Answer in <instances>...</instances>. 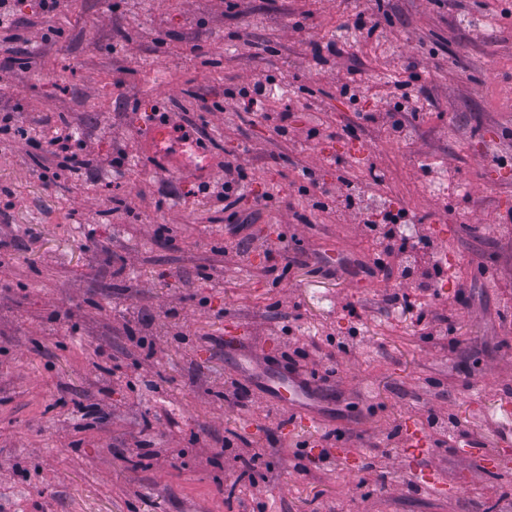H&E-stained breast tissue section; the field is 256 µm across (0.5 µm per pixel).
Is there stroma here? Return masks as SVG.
I'll list each match as a JSON object with an SVG mask.
<instances>
[{
	"instance_id": "stroma-1",
	"label": "stroma",
	"mask_w": 512,
	"mask_h": 512,
	"mask_svg": "<svg viewBox=\"0 0 512 512\" xmlns=\"http://www.w3.org/2000/svg\"><path fill=\"white\" fill-rule=\"evenodd\" d=\"M466 7L484 42L445 0H62L49 14L18 0L24 43L0 29V512H512V473L489 462L512 427V164L497 161L512 143V0ZM361 14L387 44L363 36L350 63L315 66L312 46ZM410 60L427 100L408 136L355 126L345 76L380 112L383 74L406 81ZM268 72L292 98L261 114L225 99ZM285 109L288 141L266 119ZM177 113L205 131L212 182L224 162L244 168L241 194L138 163ZM64 120L102 158L98 180L42 179ZM315 120L323 136L300 139ZM321 182L419 221L448 261L439 298L381 304L393 285L377 247L357 218L314 209ZM349 301L360 333L341 352L329 336L346 334ZM441 301L452 324L426 339L419 317ZM291 368L325 382L321 429L267 398ZM431 409L453 419L448 436ZM396 429L422 432L424 453L401 442L370 468ZM228 442L256 455L248 476L226 469Z\"/></svg>"
}]
</instances>
